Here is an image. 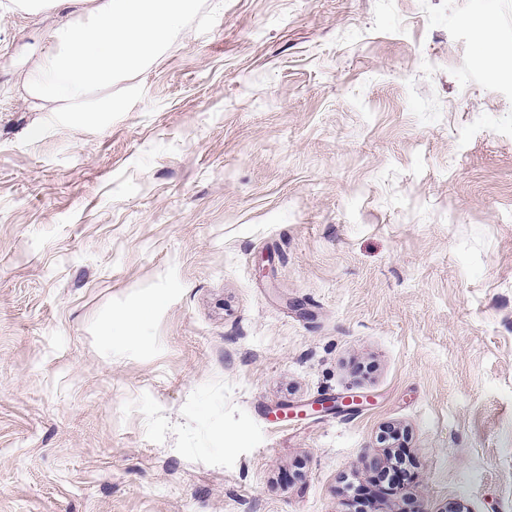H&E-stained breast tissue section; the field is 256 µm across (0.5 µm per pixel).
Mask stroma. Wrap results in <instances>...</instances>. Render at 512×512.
Instances as JSON below:
<instances>
[{
	"label": "stroma",
	"instance_id": "stroma-1",
	"mask_svg": "<svg viewBox=\"0 0 512 512\" xmlns=\"http://www.w3.org/2000/svg\"><path fill=\"white\" fill-rule=\"evenodd\" d=\"M75 17L0 0V512H348L388 426L413 512H512V0H198L53 112Z\"/></svg>",
	"mask_w": 512,
	"mask_h": 512
}]
</instances>
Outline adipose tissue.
I'll return each mask as SVG.
<instances>
[{
	"label": "adipose tissue",
	"mask_w": 512,
	"mask_h": 512,
	"mask_svg": "<svg viewBox=\"0 0 512 512\" xmlns=\"http://www.w3.org/2000/svg\"><path fill=\"white\" fill-rule=\"evenodd\" d=\"M74 24L52 28L31 44L27 91L65 103L70 112H115L119 103L100 96L121 75L147 67L183 28L197 0H71Z\"/></svg>",
	"instance_id": "adipose-tissue-1"
}]
</instances>
